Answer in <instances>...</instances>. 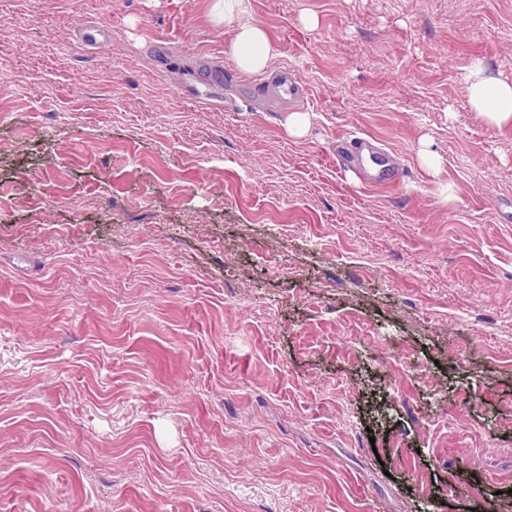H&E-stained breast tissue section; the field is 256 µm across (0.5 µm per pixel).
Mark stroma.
Wrapping results in <instances>:
<instances>
[{
	"mask_svg": "<svg viewBox=\"0 0 512 512\" xmlns=\"http://www.w3.org/2000/svg\"><path fill=\"white\" fill-rule=\"evenodd\" d=\"M215 2L0 0V512H512V0H249L300 137ZM196 73L192 85L180 82L176 86L178 96L207 104H221V90L234 81V74L208 60H200L193 68ZM470 106L489 121L502 124L512 121V85L486 74L483 65L476 64L467 82ZM254 100L257 112H278L302 106L307 93L290 69L274 72L258 86L244 87ZM334 153L340 166L356 171L364 183L370 186L389 183L399 174L401 168L397 156L385 152L375 140L367 137L350 136L336 139ZM375 154L384 155V167L376 169L368 165V159Z\"/></svg>",
	"mask_w": 512,
	"mask_h": 512,
	"instance_id": "obj_1",
	"label": "stroma"
}]
</instances>
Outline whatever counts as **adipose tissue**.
<instances>
[{
	"instance_id": "adipose-tissue-1",
	"label": "adipose tissue",
	"mask_w": 512,
	"mask_h": 512,
	"mask_svg": "<svg viewBox=\"0 0 512 512\" xmlns=\"http://www.w3.org/2000/svg\"><path fill=\"white\" fill-rule=\"evenodd\" d=\"M213 15L236 20L232 53L244 73H259L269 66L273 48L266 32L253 22L247 0H217ZM467 96L470 106L489 121L496 124L512 121V84L488 76L484 66L474 65Z\"/></svg>"
}]
</instances>
